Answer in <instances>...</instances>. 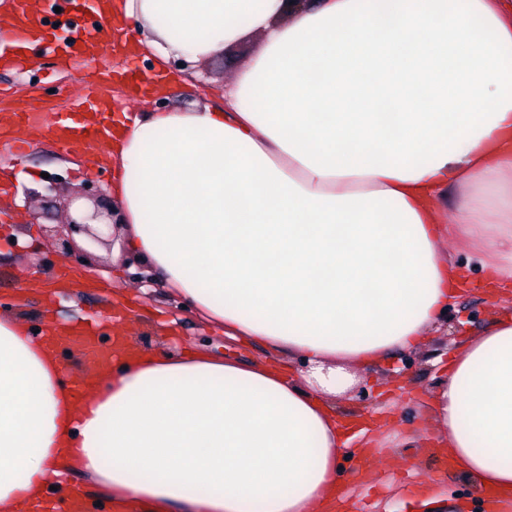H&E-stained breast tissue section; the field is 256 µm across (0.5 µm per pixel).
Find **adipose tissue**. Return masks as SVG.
I'll return each mask as SVG.
<instances>
[{"label":"adipose tissue","instance_id":"1","mask_svg":"<svg viewBox=\"0 0 512 512\" xmlns=\"http://www.w3.org/2000/svg\"><path fill=\"white\" fill-rule=\"evenodd\" d=\"M157 64L260 54L224 104L116 120L105 163L128 249L225 336L305 371L118 336L73 375L76 327L0 311V512H324L348 449L336 399L418 347L456 296L446 236L512 283V0H112ZM455 201L445 228L440 200ZM91 379L76 394V377ZM436 435L512 499V319L436 384Z\"/></svg>","mask_w":512,"mask_h":512}]
</instances>
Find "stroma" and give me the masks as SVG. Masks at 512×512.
I'll list each match as a JSON object with an SVG mask.
<instances>
[{
  "label": "stroma",
  "mask_w": 512,
  "mask_h": 512,
  "mask_svg": "<svg viewBox=\"0 0 512 512\" xmlns=\"http://www.w3.org/2000/svg\"><path fill=\"white\" fill-rule=\"evenodd\" d=\"M263 45L261 33L248 32L220 56L196 63L190 71L175 72L167 94L134 98L128 107L142 113L223 105L225 85ZM22 59L18 67L0 66V109L24 102L39 112L40 119L19 130V137L27 141L24 149L13 151L0 142V169H8L15 177L10 192L26 201L25 206L7 208L9 222L24 242L19 250L0 246V303L12 305L36 329L53 319L76 321L110 313L112 297L101 286L104 263H97L95 273L88 274L83 266L55 251L46 227L65 222L67 212L48 192L46 183L29 184L23 175L32 170L48 173L62 182L68 195L87 183L109 187L112 171L88 170L84 154L64 150L46 130L54 119L53 108L75 91L79 68L60 65L57 52L46 41L38 49L24 51ZM451 249L455 262L468 269L469 286L449 302L443 324L418 348L358 371L355 387L337 400L344 423H354L368 413L373 416L369 445L375 460L367 469L346 462L340 485L345 500L366 503L371 512H409L410 495L428 484L446 492L452 506L481 498L473 481L458 468L446 467L445 455L431 435L427 405L433 375L448 363L457 346L491 328L498 318L512 316V293L494 288L462 245L452 244ZM38 264L44 265L49 277H81L86 286L75 295H21V270ZM128 328L139 344L167 352L205 346L244 363L267 359L259 344L218 337L193 311L158 292L141 297Z\"/></svg>",
  "instance_id": "stroma-1"
}]
</instances>
